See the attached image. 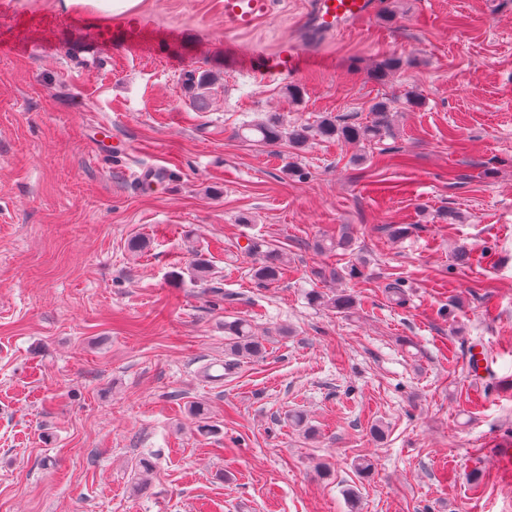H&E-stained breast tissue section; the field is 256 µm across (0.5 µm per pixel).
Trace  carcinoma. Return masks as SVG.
Listing matches in <instances>:
<instances>
[{
	"label": "carcinoma",
	"instance_id": "1",
	"mask_svg": "<svg viewBox=\"0 0 512 512\" xmlns=\"http://www.w3.org/2000/svg\"><path fill=\"white\" fill-rule=\"evenodd\" d=\"M403 65L401 59L389 57L380 61L373 70L372 79L381 80ZM391 102L378 100L370 106L373 119L367 123L338 122L331 117L320 120L316 126L305 125L284 128L279 119L270 116L259 122L243 124V130L255 135L257 141L263 144H276L288 141L290 147L303 150L313 139L338 140L348 145H360L382 140L389 131ZM247 254L262 252L261 262L253 268L252 276L257 284L269 286L277 283L283 276L288 259L286 253L277 248L261 250V244L250 239L242 247ZM210 269L209 259L198 255L189 266L190 279L203 282L207 279ZM309 301L319 307L333 309L339 313H348L353 308L354 299L349 294L333 291H313ZM224 339L227 350L237 357V360L254 359L265 351L263 338L255 335L252 323L247 319H236L224 323Z\"/></svg>",
	"mask_w": 512,
	"mask_h": 512
}]
</instances>
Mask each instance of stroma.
Returning <instances> with one entry per match:
<instances>
[{
	"label": "stroma",
	"mask_w": 512,
	"mask_h": 512,
	"mask_svg": "<svg viewBox=\"0 0 512 512\" xmlns=\"http://www.w3.org/2000/svg\"><path fill=\"white\" fill-rule=\"evenodd\" d=\"M379 2L322 33L311 0H275L238 33L224 0H0V512H512V0ZM291 40L302 63L259 78ZM192 69L216 78L202 109ZM383 98L378 142L238 134L364 123ZM343 231L362 277L318 279L339 261L316 240ZM251 238L287 253L278 283L253 280ZM331 287L351 313L310 303ZM237 318L266 352L212 379ZM141 0H66L75 6H90L106 13L122 14L134 10Z\"/></svg>",
	"instance_id": "obj_1"
}]
</instances>
